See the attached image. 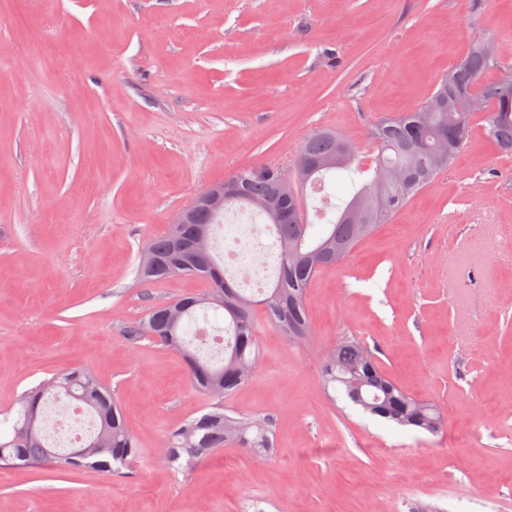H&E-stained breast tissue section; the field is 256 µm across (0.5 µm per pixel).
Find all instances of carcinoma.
<instances>
[{"mask_svg": "<svg viewBox=\"0 0 512 512\" xmlns=\"http://www.w3.org/2000/svg\"><path fill=\"white\" fill-rule=\"evenodd\" d=\"M501 68L498 43L471 41L465 59L448 70L432 91L411 112L380 121L372 131L377 154L368 163L360 150H345L349 138L332 129L318 130L302 142L296 161L324 163L288 191L278 187L282 173L276 165L257 163L229 174L225 182H239L237 193L224 199L219 212L199 210L187 224H172L149 240L138 279L160 282L175 276L197 278L207 288L170 302L152 306L126 330L131 341L150 338L181 356L194 388L210 400L206 411L172 427L166 457L184 459V467L204 460L215 449L241 448L260 459L274 447L270 421L261 415H232L224 411V398L253 375L259 359L256 341L257 310L266 321L295 342L312 334L306 306L308 288L322 270L335 266L378 226L397 213L416 194L430 186L451 165L469 142L477 113L471 100L482 102L485 135L501 151L512 153V74L485 83V73ZM343 179L354 189L349 200L335 207V214L315 237L313 224L304 216L305 186L326 190V179ZM385 185L383 207L372 211L366 224L346 221V212L369 199L375 184ZM250 217L261 216L274 235L278 255L277 276L261 296L249 294L236 278L224 271L215 235L229 210ZM223 312L233 341L214 362L201 354L188 328L197 310ZM322 382L327 391L344 394L363 412L399 427L439 434L445 421L439 407L409 394L382 370L355 338H344L327 348ZM65 396L81 404L95 419V429L78 448L60 453L49 441L45 406ZM12 431L28 429L16 441L0 440V467L32 468L54 462L69 472L96 469L118 473L138 460L144 451L126 425L125 417L95 373L86 368L63 369L21 394L12 412Z\"/></svg>", "mask_w": 512, "mask_h": 512, "instance_id": "obj_1", "label": "carcinoma"}]
</instances>
